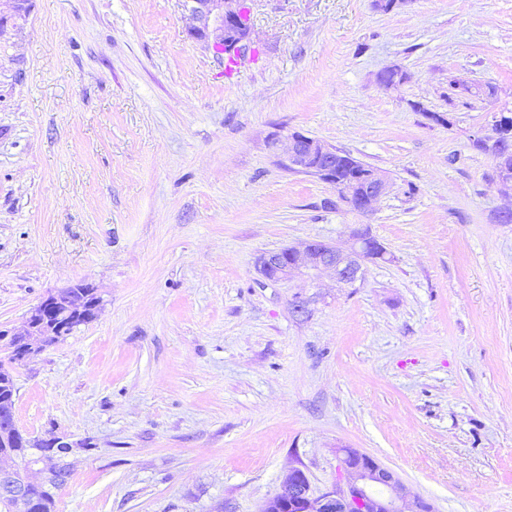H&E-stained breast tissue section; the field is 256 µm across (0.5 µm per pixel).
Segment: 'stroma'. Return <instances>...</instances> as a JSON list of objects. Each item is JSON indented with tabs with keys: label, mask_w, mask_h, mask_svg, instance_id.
<instances>
[{
	"label": "stroma",
	"mask_w": 512,
	"mask_h": 512,
	"mask_svg": "<svg viewBox=\"0 0 512 512\" xmlns=\"http://www.w3.org/2000/svg\"><path fill=\"white\" fill-rule=\"evenodd\" d=\"M248 7L229 75L183 0H0V330L101 300L11 367L19 430L70 445L56 512H261L345 448L433 512H512V194L472 146L482 90L512 109V0ZM295 132L388 193L361 213L288 170ZM361 232L385 254L352 287L259 270ZM68 289H63L54 294L48 295L36 307L33 308L27 322V330L24 335H11L0 331V342L6 341L5 345L11 342L14 336H66L76 327V318L71 320L62 321L63 298H65ZM33 312H37V317L34 319ZM50 325L53 332L47 333L46 327ZM58 338V339H59Z\"/></svg>",
	"instance_id": "1"
}]
</instances>
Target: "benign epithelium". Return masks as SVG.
<instances>
[{
  "label": "benign epithelium",
  "instance_id": "1",
  "mask_svg": "<svg viewBox=\"0 0 512 512\" xmlns=\"http://www.w3.org/2000/svg\"><path fill=\"white\" fill-rule=\"evenodd\" d=\"M193 25L190 35L214 48L226 51H245L251 48L250 22L241 14L248 10L247 0H185ZM512 124L499 117L488 123V133L477 141L493 144L499 139V129ZM289 167L320 178L332 175L336 148L321 140L293 133L288 137ZM365 189L360 194L347 188L341 196L355 210L367 212L373 203L387 193L389 185L375 169L365 174ZM365 244L354 241L348 249L323 242H311L303 247H289L279 252L264 254L259 259L261 271L273 270L275 278L286 280L295 272H334L336 281L353 286L361 280L363 261L368 259ZM63 289L48 295L33 311L37 317H29L26 335H47L46 327L52 326L54 336H66L76 327V320H62ZM39 464L38 451L31 450L27 467L0 465V498L7 501L12 512H27L28 488L37 485L30 477L31 467ZM340 468L346 475V483L338 484L315 497L305 473L294 469L285 477L286 491L265 505V512H431L425 501L406 499L403 487L396 475L374 458L353 448L343 449Z\"/></svg>",
  "mask_w": 512,
  "mask_h": 512
}]
</instances>
